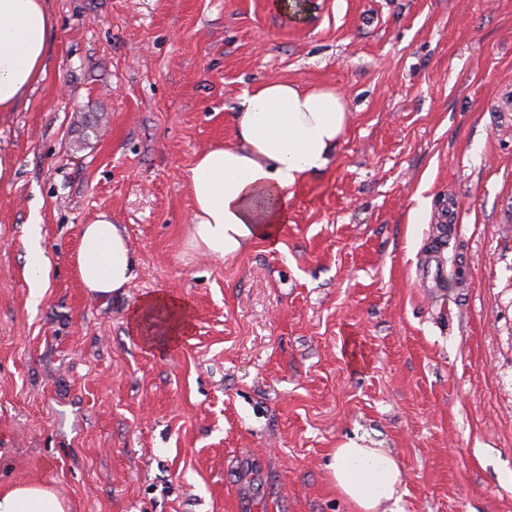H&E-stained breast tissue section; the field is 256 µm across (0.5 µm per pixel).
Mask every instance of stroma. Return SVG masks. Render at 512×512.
Masks as SVG:
<instances>
[{"label":"stroma","instance_id":"1","mask_svg":"<svg viewBox=\"0 0 512 512\" xmlns=\"http://www.w3.org/2000/svg\"><path fill=\"white\" fill-rule=\"evenodd\" d=\"M46 4L45 76L0 112V488L49 484L69 512H354L327 464L364 434L403 470L377 512H512V0H303L300 22L269 0ZM271 76L341 92L349 125L277 247L218 261L186 176ZM102 212L138 258L106 300L74 266ZM158 288L195 313L162 358L126 326ZM49 272V260L41 248L33 244L26 255V274L32 287V300L41 296Z\"/></svg>","mask_w":512,"mask_h":512}]
</instances>
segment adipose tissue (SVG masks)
Wrapping results in <instances>:
<instances>
[{
  "label": "adipose tissue",
  "instance_id": "adipose-tissue-1",
  "mask_svg": "<svg viewBox=\"0 0 512 512\" xmlns=\"http://www.w3.org/2000/svg\"><path fill=\"white\" fill-rule=\"evenodd\" d=\"M52 28L45 0H0V112L15 111L43 79ZM349 119L346 98L332 89L276 77L246 87L234 117V141L202 153L187 177L197 247L224 259L255 240L276 245L277 229L288 221V199L328 167ZM136 264L123 228L107 213L83 225L75 267L88 291L112 297L134 278ZM193 318L188 300L159 289L129 309L127 328L145 349L163 355L190 333ZM328 468L356 512H375L394 500L402 482L394 456L367 447L358 435L338 445ZM0 512L69 507L51 486L26 482L0 490Z\"/></svg>",
  "mask_w": 512,
  "mask_h": 512
}]
</instances>
